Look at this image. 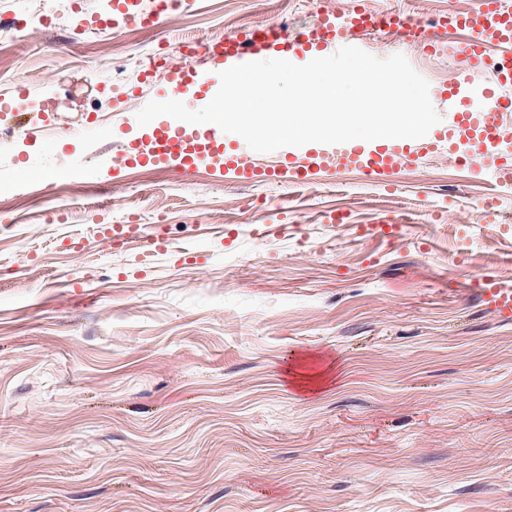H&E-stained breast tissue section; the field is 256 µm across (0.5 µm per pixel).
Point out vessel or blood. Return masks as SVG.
<instances>
[{"label":"vessel or blood","instance_id":"1","mask_svg":"<svg viewBox=\"0 0 512 512\" xmlns=\"http://www.w3.org/2000/svg\"><path fill=\"white\" fill-rule=\"evenodd\" d=\"M162 16V9H141L139 0H112L111 13L99 18L98 24L108 28L121 21L137 22L153 28L158 26ZM450 26L468 34L467 40L459 47V53L469 70H484L490 47H512V11L504 9L502 0H475L469 10H449L447 17L438 18L433 28L404 11L373 12L363 8L342 24L334 15L325 12L303 28L291 30L270 23L235 32L219 41L193 43L183 49L180 63H171L163 54L156 56L144 70L143 77L149 81L155 73H162L163 79L155 91L156 99L162 101H185L188 90L197 89L199 96L195 98L194 106L199 109L207 105L219 90L220 72L238 64L271 56L286 60L298 51L316 57L328 48L357 45L360 37L371 31L392 32L430 49L436 42V29ZM509 84H512L511 69L494 73L491 85L477 95L463 97L465 110L458 113L453 128L455 139L468 142L463 161L491 169L498 179L507 183L512 182V163L502 160L492 146L501 135V115L512 111V98L500 92L501 87ZM223 143V132L217 125L198 129L190 138L183 123L176 120L157 128L147 148L120 149L114 158V166L121 169L128 163L140 161L163 163L175 168L197 165ZM437 147V141L429 135L411 143L396 141L374 148L358 144L330 148L320 143L311 153L287 146L265 155L254 154L245 168L241 167L238 156L228 155L218 169L242 178L247 177L249 171L260 170L273 173L284 181L309 185L319 174L328 172L330 166L343 169L353 165L368 179L379 180L389 177L402 164L427 155ZM467 292L481 298L499 318H512L511 289L506 290L491 280L475 277L470 280Z\"/></svg>","mask_w":512,"mask_h":512}]
</instances>
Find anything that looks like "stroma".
<instances>
[{"instance_id":"obj_1","label":"stroma","mask_w":512,"mask_h":512,"mask_svg":"<svg viewBox=\"0 0 512 512\" xmlns=\"http://www.w3.org/2000/svg\"><path fill=\"white\" fill-rule=\"evenodd\" d=\"M433 19L473 0H191L137 33L0 0V512H512V320L469 296L473 252L512 289V184L447 131L480 91L457 55L375 31L430 84L446 138L392 187L296 188L162 166L111 178L141 136L145 56L357 5ZM39 171L40 181L26 178ZM111 245L106 225L157 224ZM399 219L398 239L358 226Z\"/></svg>"}]
</instances>
